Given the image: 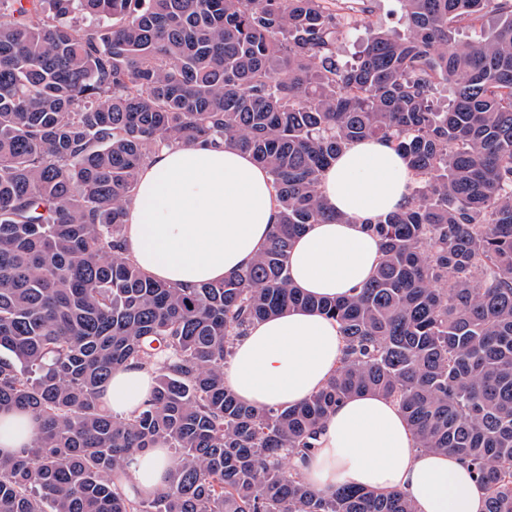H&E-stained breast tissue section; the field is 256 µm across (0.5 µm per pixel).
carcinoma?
<instances>
[{"mask_svg":"<svg viewBox=\"0 0 512 512\" xmlns=\"http://www.w3.org/2000/svg\"><path fill=\"white\" fill-rule=\"evenodd\" d=\"M400 2L402 33L370 0H0V412L41 422L0 455V512H414L297 475L360 392L396 401L417 449L468 464L486 512H512V0ZM342 27L367 33L352 61ZM378 137L415 173L411 201L369 225L383 260L355 296L304 295L293 240L345 222L320 173ZM209 139L268 169L277 223L247 268L179 288L124 256L126 207L152 153ZM291 307L338 323L342 364L300 405L246 406L224 385L234 340ZM128 363L156 385L123 417L102 393ZM160 443L174 461L144 499L122 475Z\"/></svg>","mask_w":512,"mask_h":512,"instance_id":"cac0c4a2","label":"carcinoma"}]
</instances>
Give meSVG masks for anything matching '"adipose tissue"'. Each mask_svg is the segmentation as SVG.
Listing matches in <instances>:
<instances>
[{
	"mask_svg": "<svg viewBox=\"0 0 512 512\" xmlns=\"http://www.w3.org/2000/svg\"><path fill=\"white\" fill-rule=\"evenodd\" d=\"M415 186L405 159L382 139L347 146L324 169L318 193L346 224H310L288 257L292 285L302 292L347 298L370 281L382 259L367 223L404 206ZM268 170L230 141L198 140L155 151L127 206L125 255L152 279L191 286L245 269L270 242L277 221ZM343 339L335 320L291 309L254 321L237 339L224 383L252 407H286L321 390L340 364ZM154 376L130 364L113 369L103 401L134 414ZM39 422L29 413H0V449L31 446ZM171 459L160 446L134 454L129 481L141 497L166 485ZM315 491L362 487L400 493L414 512H485L487 494L470 468L450 453L417 450L399 405L382 395L345 399L322 422L316 448L297 465Z\"/></svg>",
	"mask_w": 512,
	"mask_h": 512,
	"instance_id": "ef3b65f1",
	"label": "adipose tissue"
}]
</instances>
